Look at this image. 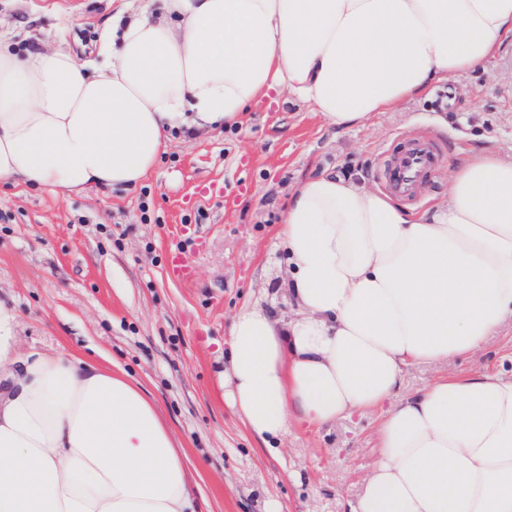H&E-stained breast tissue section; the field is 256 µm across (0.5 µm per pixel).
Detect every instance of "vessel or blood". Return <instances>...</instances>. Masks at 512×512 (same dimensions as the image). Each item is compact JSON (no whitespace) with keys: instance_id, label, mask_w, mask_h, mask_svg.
Here are the masks:
<instances>
[{"instance_id":"1","label":"vessel or blood","mask_w":512,"mask_h":512,"mask_svg":"<svg viewBox=\"0 0 512 512\" xmlns=\"http://www.w3.org/2000/svg\"><path fill=\"white\" fill-rule=\"evenodd\" d=\"M438 158L433 141L425 138L410 139L390 164L386 188L402 197H416L425 178L436 168ZM168 273L178 281L187 282L192 279L193 266L185 250L177 249L171 253Z\"/></svg>"}]
</instances>
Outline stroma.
<instances>
[{
	"instance_id": "stroma-1",
	"label": "stroma",
	"mask_w": 512,
	"mask_h": 512,
	"mask_svg": "<svg viewBox=\"0 0 512 512\" xmlns=\"http://www.w3.org/2000/svg\"><path fill=\"white\" fill-rule=\"evenodd\" d=\"M112 8V0H0V41L52 47L66 24L84 59ZM411 137L442 148L419 208L447 202L448 176L473 140L512 160V48L364 128H325L310 106L274 97L239 130L175 137L131 192L0 185V302L18 316L22 349L96 350L139 380L195 467L201 512H268L273 503L280 512H347L378 457L380 412L321 431L293 427L266 448L224 401V344L241 307L294 314L276 236L297 185L332 169L381 189L383 166ZM243 181L248 191L237 192ZM180 247L196 252L187 283L167 272ZM511 358L509 322L472 356L409 368L404 391L493 372Z\"/></svg>"
}]
</instances>
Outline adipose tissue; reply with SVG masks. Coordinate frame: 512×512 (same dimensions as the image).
<instances>
[{
	"instance_id": "ef3b65f1",
	"label": "adipose tissue",
	"mask_w": 512,
	"mask_h": 512,
	"mask_svg": "<svg viewBox=\"0 0 512 512\" xmlns=\"http://www.w3.org/2000/svg\"><path fill=\"white\" fill-rule=\"evenodd\" d=\"M512 45V0H125L95 59L0 44V185L138 188L173 133L243 124L271 92L368 126ZM290 319L229 328L224 399L262 441L382 410L349 512H512V369L408 368L478 352L512 321V162L473 147L447 206L413 211L322 170L277 234ZM0 303V512H197L180 443L117 364L19 350Z\"/></svg>"
}]
</instances>
